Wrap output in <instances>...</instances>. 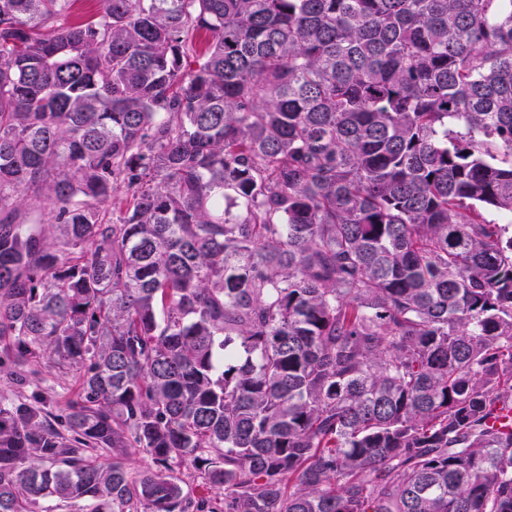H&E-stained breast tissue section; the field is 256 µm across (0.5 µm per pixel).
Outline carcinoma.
<instances>
[{"mask_svg":"<svg viewBox=\"0 0 512 512\" xmlns=\"http://www.w3.org/2000/svg\"><path fill=\"white\" fill-rule=\"evenodd\" d=\"M73 2L0 0V512H512V0ZM37 378L46 380L43 385L45 387L51 386L48 394H45L48 400V404L54 411H57L64 405L66 400L72 396V393L77 388V380L75 377H60L57 373L50 369L46 364L33 365Z\"/></svg>","mask_w":512,"mask_h":512,"instance_id":"carcinoma-1","label":"carcinoma"}]
</instances>
